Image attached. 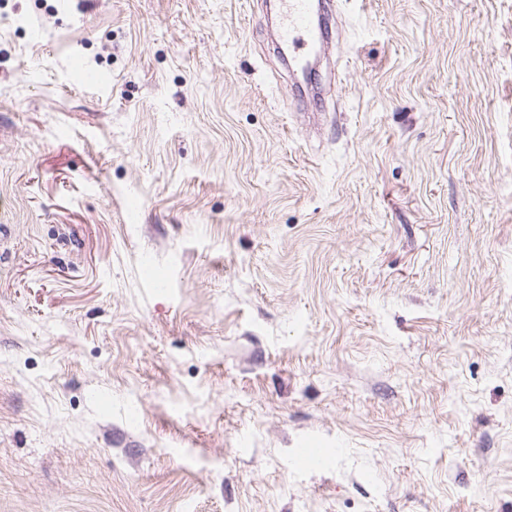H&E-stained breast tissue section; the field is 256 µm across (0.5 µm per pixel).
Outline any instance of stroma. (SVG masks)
<instances>
[{
    "mask_svg": "<svg viewBox=\"0 0 512 512\" xmlns=\"http://www.w3.org/2000/svg\"><path fill=\"white\" fill-rule=\"evenodd\" d=\"M334 2L0 0V512H512V0ZM323 2L314 0H279L277 52L288 55L306 73L309 59L318 46L330 39ZM322 20V21H321Z\"/></svg>",
    "mask_w": 512,
    "mask_h": 512,
    "instance_id": "obj_1",
    "label": "stroma"
}]
</instances>
